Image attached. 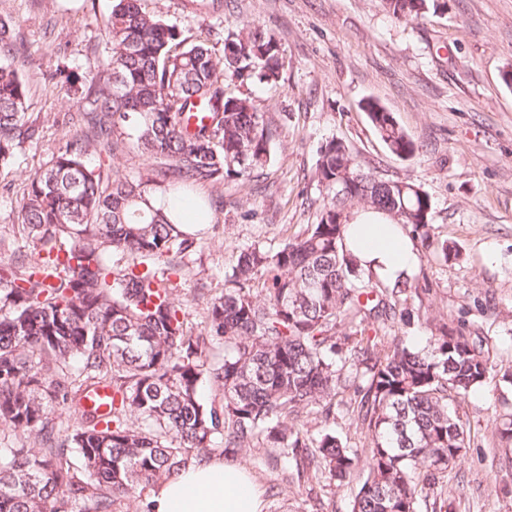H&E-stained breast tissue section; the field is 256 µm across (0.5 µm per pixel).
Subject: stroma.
Wrapping results in <instances>:
<instances>
[{
	"label": "stroma",
	"mask_w": 512,
	"mask_h": 512,
	"mask_svg": "<svg viewBox=\"0 0 512 512\" xmlns=\"http://www.w3.org/2000/svg\"><path fill=\"white\" fill-rule=\"evenodd\" d=\"M443 11L397 21L379 0H140L146 13L204 41L216 57L244 25L258 24L280 44L284 61L276 85L230 83L250 97L273 132L264 169L224 184L201 183L187 194L209 206L195 252L179 258L173 286L188 330L199 333L206 302L224 286L241 248L278 246L315 223L322 203L314 171L322 147L345 142L357 162L388 177H408L429 194L437 234L454 244L457 261L418 257L436 289L435 308L474 329L494 350L497 365L512 360V0H445ZM112 0H0L15 48L26 51L28 119L44 127L38 143L17 149L0 174V240L17 248L16 205L26 180L64 146L67 120L86 112L84 91L108 49L103 22ZM74 73L58 84L56 70ZM378 99L417 145L410 158L393 155L361 108ZM103 179L139 178L161 162L143 156L126 137L111 153H92ZM472 429L491 435L512 413V387L488 385L463 406ZM499 448L470 449L461 477L448 482L450 512H512V463ZM264 492V512H350L356 484L307 491L287 482L285 466L261 455L231 453Z\"/></svg>",
	"instance_id": "1"
}]
</instances>
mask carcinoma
I'll return each mask as SVG.
<instances>
[{"mask_svg":"<svg viewBox=\"0 0 512 512\" xmlns=\"http://www.w3.org/2000/svg\"><path fill=\"white\" fill-rule=\"evenodd\" d=\"M381 4L418 20L438 0ZM103 32L89 121L166 167L105 184L87 162L98 143L75 133L16 199L35 258L0 256V425L14 436L0 447V512H119L194 459L262 449L300 483L358 481L351 512H448V473L478 446L459 408L495 378L490 347L434 308L426 276L382 280L346 244L360 208L389 217L431 260L458 259L435 233L429 195L330 141L314 172L325 194L317 223L276 248L241 249L195 335L170 257L197 238L149 205L148 186L222 184L270 162L265 114L224 87L277 84L278 43L248 26L217 60L139 0H114ZM27 109L20 67L0 64L1 169L42 138ZM363 111L392 154L415 152L377 100ZM413 321L430 331L423 346L392 334ZM204 383L219 400L200 399ZM99 389L111 393L105 411L88 405ZM340 407L364 452L312 432L311 419L334 421ZM493 444L512 447V418Z\"/></svg>","mask_w":512,"mask_h":512,"instance_id":"obj_1","label":"carcinoma"}]
</instances>
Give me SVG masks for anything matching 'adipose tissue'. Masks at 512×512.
Returning a JSON list of instances; mask_svg holds the SVG:
<instances>
[{"mask_svg": "<svg viewBox=\"0 0 512 512\" xmlns=\"http://www.w3.org/2000/svg\"><path fill=\"white\" fill-rule=\"evenodd\" d=\"M348 247L363 268L386 280L409 272L416 262L401 229L371 212L358 216ZM144 507L146 512H262L263 500L257 484L237 463L211 456L192 460L155 484Z\"/></svg>", "mask_w": 512, "mask_h": 512, "instance_id": "obj_1", "label": "adipose tissue"}]
</instances>
